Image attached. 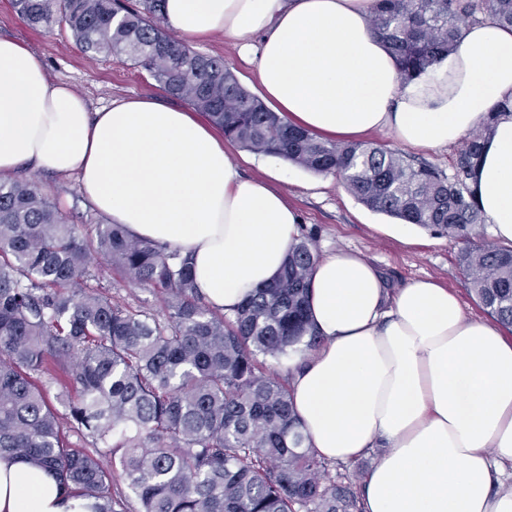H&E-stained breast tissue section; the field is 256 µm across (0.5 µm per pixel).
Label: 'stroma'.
Listing matches in <instances>:
<instances>
[{
	"label": "stroma",
	"instance_id": "35a3bbf8",
	"mask_svg": "<svg viewBox=\"0 0 512 512\" xmlns=\"http://www.w3.org/2000/svg\"><path fill=\"white\" fill-rule=\"evenodd\" d=\"M0 36L21 40L43 61L48 73L86 97L93 106L131 95H157L160 87L144 78L129 64L79 52L69 32L30 28L15 12L11 0H0ZM32 178L56 207L71 221L94 232L100 216L70 179L39 172ZM288 202L302 216V238L310 240L316 253L337 249L363 252L384 273L392 286L413 278H434L461 300L467 316L487 318L488 313L461 274L459 246L447 236L429 230L414 233L412 242L397 239L391 218L376 214L359 204L331 174H314L300 167L290 169L285 186ZM100 284L116 297L154 312L164 309L161 297L152 289L110 270H102Z\"/></svg>",
	"mask_w": 512,
	"mask_h": 512
}]
</instances>
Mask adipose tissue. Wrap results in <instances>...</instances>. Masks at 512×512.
Masks as SVG:
<instances>
[{
	"label": "adipose tissue",
	"instance_id": "adipose-tissue-1",
	"mask_svg": "<svg viewBox=\"0 0 512 512\" xmlns=\"http://www.w3.org/2000/svg\"><path fill=\"white\" fill-rule=\"evenodd\" d=\"M372 0H163L180 37L224 34L290 125L334 141L390 132L439 151L484 129L469 182L496 241L512 243V28L465 26L454 52L412 81L371 30ZM75 178L111 223L189 258L200 294L233 315L300 239L286 171L246 177L198 113L155 97L91 109L23 42L0 38V181L26 169ZM308 314L319 347L288 363L309 445L348 463L381 454L363 512H512V337L465 315L431 278L389 287L362 253L318 257ZM0 512H89L55 476L0 456Z\"/></svg>",
	"mask_w": 512,
	"mask_h": 512
}]
</instances>
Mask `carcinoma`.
Segmentation results:
<instances>
[{
  "label": "carcinoma",
  "instance_id": "obj_1",
  "mask_svg": "<svg viewBox=\"0 0 512 512\" xmlns=\"http://www.w3.org/2000/svg\"><path fill=\"white\" fill-rule=\"evenodd\" d=\"M32 28H63L119 59L256 154L339 177L367 209L462 245L480 303L512 328V248L472 242L482 223L469 180L482 134L452 173L379 142L339 143L286 124L224 59L170 33L161 0H13ZM512 27V0H373L372 28L404 81L456 47L462 24ZM160 294L162 314L91 285L92 254ZM315 253L298 242L281 274L234 315L210 309L188 259L103 221L88 238L33 181H0V455L55 473L91 512H362L343 465L306 446L288 364L318 345L307 315ZM67 386L50 395L57 371ZM76 441H71V438ZM120 468L127 490H112Z\"/></svg>",
  "mask_w": 512,
  "mask_h": 512
}]
</instances>
